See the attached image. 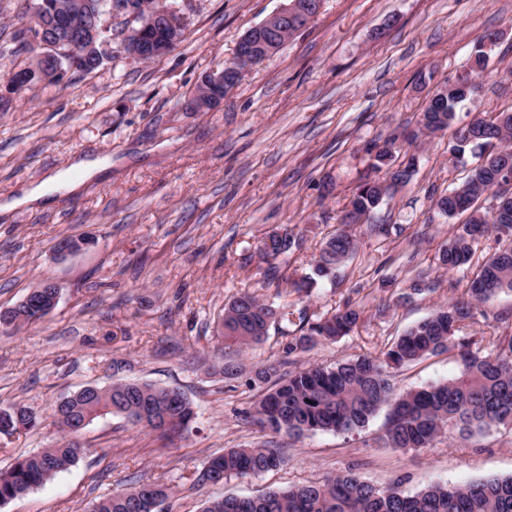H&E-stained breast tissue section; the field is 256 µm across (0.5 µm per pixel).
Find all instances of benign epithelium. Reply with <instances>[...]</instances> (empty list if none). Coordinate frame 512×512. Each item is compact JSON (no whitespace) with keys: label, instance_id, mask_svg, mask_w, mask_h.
<instances>
[{"label":"benign epithelium","instance_id":"benign-epithelium-1","mask_svg":"<svg viewBox=\"0 0 512 512\" xmlns=\"http://www.w3.org/2000/svg\"><path fill=\"white\" fill-rule=\"evenodd\" d=\"M131 18L138 26L124 36L129 54L140 59H153L171 52L184 37V18L177 0H155L150 9L140 14L125 6V0H72L68 9L48 17L59 38L39 39L38 58L55 65L56 73L65 75L85 66L89 58L105 55L107 26L105 18ZM300 20L297 0H290L280 11L248 30L239 40L234 58L220 72L204 74L195 95L197 109H215L224 101L221 95L207 99L212 85L227 84V74L242 78L247 68L259 64L277 51L276 43H268L264 36L275 34ZM94 244L92 237L83 233L70 235L55 245L59 255H71Z\"/></svg>","mask_w":512,"mask_h":512}]
</instances>
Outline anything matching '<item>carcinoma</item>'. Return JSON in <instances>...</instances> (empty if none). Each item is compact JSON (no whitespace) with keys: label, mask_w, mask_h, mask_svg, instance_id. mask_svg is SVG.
I'll return each instance as SVG.
<instances>
[{"label":"carcinoma","mask_w":512,"mask_h":512,"mask_svg":"<svg viewBox=\"0 0 512 512\" xmlns=\"http://www.w3.org/2000/svg\"><path fill=\"white\" fill-rule=\"evenodd\" d=\"M56 0H32L18 19L15 50L36 51L35 40L45 13L33 10ZM469 79L459 78L448 85L447 95L427 103L412 134H393L376 147L375 160L383 164L401 147V141L415 142L421 136L448 135V152L461 161L466 152L482 157L487 147L497 154L490 163L470 168L464 181L439 196L436 207L446 216L468 214L466 222L438 254V267L453 271L466 265L474 245L488 234L512 240V195L500 191L504 171L512 172V109L485 119L470 121L472 136L460 132L456 108L463 101L462 90ZM412 178L406 163L388 171L383 180L364 181L353 190L345 219L358 224L385 198L407 186ZM490 192L499 215L478 205ZM271 245L268 256H278L299 248L290 233L268 232L261 245ZM357 251V240L338 230L322 243L313 274L289 280L273 262L265 273L267 287L277 295L310 293L315 278L327 275L336 265ZM512 292V246L501 248L484 260L465 280L461 296L438 307L429 317L410 327L383 352L365 354L333 366L310 364L285 369L286 362L268 361L252 367L249 386L259 394L248 417L275 435L300 437L309 432L348 433L366 426L383 406L388 407L386 438L393 448H429L443 434H471L491 426L512 427V334L488 340L493 352L481 355L471 346L484 338L457 335L474 318L476 305L502 293ZM363 310L346 302L323 315L294 303L273 306L247 291L234 296L224 306L222 327L224 348L236 353L268 336L270 326H279L288 337V353L304 351L321 341H335L356 329ZM44 317L25 304L16 307L14 326L33 323ZM457 349L461 356L459 375L425 388L399 391L393 373L424 357ZM213 374L235 379L244 372L243 363L226 357L210 366ZM162 409L168 415L161 428L140 419L139 410ZM7 418L0 417V435L19 434L36 426L33 409L11 406ZM122 415L167 436L190 429L194 411L190 401L176 390L147 383L116 381L109 388L82 389L56 415L64 436L39 452L18 459L0 470V504L25 494L69 469L80 458L70 439L72 424L91 423L101 414ZM283 450L274 442L256 448H226L211 456L197 476L202 483L226 482L232 478L255 476L280 467ZM170 488L159 481H136L93 504L91 512H164L162 505ZM202 512H512V476L492 477L466 485L431 484L413 495L398 484L379 487L348 472L322 483L290 485L251 497L227 495L208 502Z\"/></svg>","instance_id":"obj_1"}]
</instances>
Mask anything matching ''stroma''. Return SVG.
<instances>
[{"label":"stroma","mask_w":512,"mask_h":512,"mask_svg":"<svg viewBox=\"0 0 512 512\" xmlns=\"http://www.w3.org/2000/svg\"><path fill=\"white\" fill-rule=\"evenodd\" d=\"M289 0H179L186 38L153 62L128 54L129 23L112 22L110 58L89 74H68L0 97V310L43 283L59 290L37 323L0 327V407L31 406L36 428L0 436V469L62 438L55 408L87 385L116 379L176 388L192 402L189 433L166 439L120 415L104 414L80 434L78 463L0 512H89L93 502L138 480L172 489L166 512H200L206 501L253 496L353 472L414 494L433 482L464 485L512 476V429L494 426L468 439L438 438L429 448L389 447L386 413L350 433L272 437L246 420L256 392L245 378L208 367L220 360L225 303L248 291L275 302L257 247L265 232L293 228L301 250L281 256L291 278L309 273L324 237L340 228L353 188L384 178L366 148L414 130L438 87L467 70L488 33V67L458 110L460 122L512 108V0H323L319 13L276 54L247 70L222 106L190 104L203 74L221 71L241 36ZM26 0H0V83L28 65L13 50ZM416 154L410 183L348 230L358 248L334 277L318 281L303 304L324 314L345 302L363 317L349 336L287 354V337L267 338L241 355L246 366L290 359L334 364L379 353L408 327L460 296L473 266L511 242L489 235L470 265L439 269L437 256L464 216L436 199L461 183L467 166L446 136L403 147ZM105 161L74 192L55 186L38 203L13 206L28 186L70 169L74 159ZM386 225L383 234L373 225ZM89 232L90 248L57 255L64 236ZM432 288L403 298L411 279ZM505 292L475 310L466 336H497ZM456 351L398 370V389L455 377ZM278 439L279 468L218 484L196 476L227 448Z\"/></svg>","instance_id":"35a3bbf8"}]
</instances>
